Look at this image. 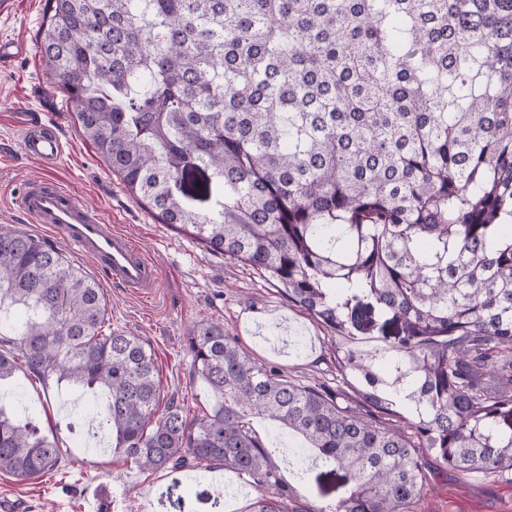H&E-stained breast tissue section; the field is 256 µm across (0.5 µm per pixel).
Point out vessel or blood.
Instances as JSON below:
<instances>
[{
	"label": "vessel or blood",
	"instance_id": "vessel-or-blood-1",
	"mask_svg": "<svg viewBox=\"0 0 512 512\" xmlns=\"http://www.w3.org/2000/svg\"><path fill=\"white\" fill-rule=\"evenodd\" d=\"M17 126L30 158L49 169L59 165L67 145L53 127L34 112L20 113ZM18 207L35 223L60 232L114 284L133 291L156 287L159 270L142 249L127 234L105 224L99 209L81 202L60 182L30 183Z\"/></svg>",
	"mask_w": 512,
	"mask_h": 512
}]
</instances>
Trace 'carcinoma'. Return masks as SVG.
I'll return each instance as SVG.
<instances>
[{
    "mask_svg": "<svg viewBox=\"0 0 512 512\" xmlns=\"http://www.w3.org/2000/svg\"><path fill=\"white\" fill-rule=\"evenodd\" d=\"M39 48L133 196L334 335L362 407L202 319L186 346L211 411L155 417L149 345L103 332L96 281L16 230L0 231V383L20 359L103 397L140 472L217 463L268 490L250 512L291 494L256 418L350 486L316 512H410L426 454L512 473V0H47ZM61 457L0 402V472L31 480Z\"/></svg>",
    "mask_w": 512,
    "mask_h": 512,
    "instance_id": "cac0c4a2",
    "label": "carcinoma"
}]
</instances>
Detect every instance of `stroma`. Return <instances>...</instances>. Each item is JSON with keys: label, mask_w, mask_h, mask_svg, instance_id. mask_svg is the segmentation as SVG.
Segmentation results:
<instances>
[{"label": "stroma", "mask_w": 512, "mask_h": 512, "mask_svg": "<svg viewBox=\"0 0 512 512\" xmlns=\"http://www.w3.org/2000/svg\"><path fill=\"white\" fill-rule=\"evenodd\" d=\"M45 3L16 0L12 15H0V39H22L28 45L26 54L0 63V230L52 238V231L18 212L16 199L29 182L53 178L98 206L106 223L143 249L161 269L159 284L147 296L114 286L74 249L65 254L102 288L107 326L150 345L163 400L177 403L187 419L203 416L212 406L191 377L185 341L190 326L203 318L222 322L256 361L277 366L296 382L339 390L334 346L315 321L250 266L225 260L189 234L159 223L84 140L72 119V103L47 75L39 53ZM30 110L41 113L69 145L56 168L42 167L22 148L13 115ZM4 390L21 418L33 421L63 450L59 468L39 478L20 481L0 473V499L19 502L21 512H97L103 503L109 512H249L264 493L260 487L241 489L226 499L223 510H216V493L236 486L235 474L221 468L138 473L123 453L92 449L76 419L88 400H73L21 368ZM256 427L295 491L288 512H314L338 499L335 491L321 494L313 470L290 461L293 441L287 434L265 421ZM429 480L432 490L414 512H512V476L463 479L434 465Z\"/></svg>", "instance_id": "stroma-1"}]
</instances>
